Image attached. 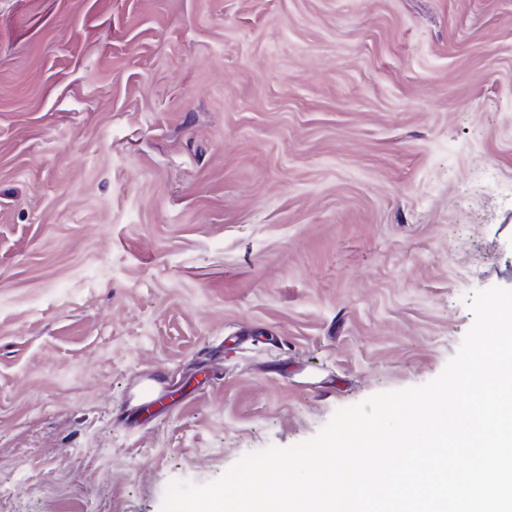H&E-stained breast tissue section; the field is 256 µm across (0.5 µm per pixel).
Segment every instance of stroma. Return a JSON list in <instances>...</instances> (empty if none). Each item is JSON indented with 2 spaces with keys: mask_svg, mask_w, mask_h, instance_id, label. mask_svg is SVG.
Instances as JSON below:
<instances>
[{
  "mask_svg": "<svg viewBox=\"0 0 512 512\" xmlns=\"http://www.w3.org/2000/svg\"><path fill=\"white\" fill-rule=\"evenodd\" d=\"M492 286L512 0H0V512H161L437 377Z\"/></svg>",
  "mask_w": 512,
  "mask_h": 512,
  "instance_id": "1",
  "label": "stroma"
}]
</instances>
